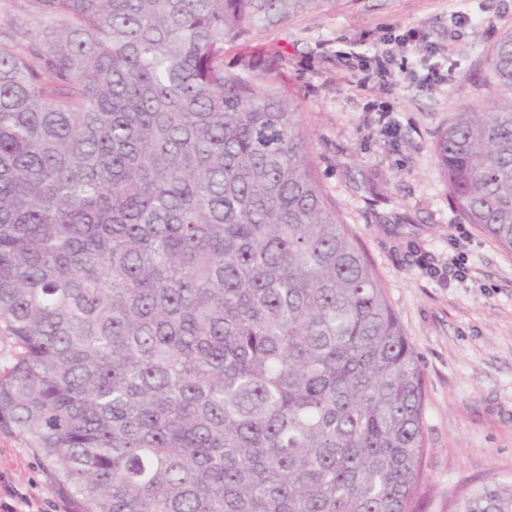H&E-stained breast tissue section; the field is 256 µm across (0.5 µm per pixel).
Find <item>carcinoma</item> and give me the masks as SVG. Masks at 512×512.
<instances>
[{"instance_id":"obj_1","label":"carcinoma","mask_w":512,"mask_h":512,"mask_svg":"<svg viewBox=\"0 0 512 512\" xmlns=\"http://www.w3.org/2000/svg\"><path fill=\"white\" fill-rule=\"evenodd\" d=\"M30 2L0 40V431L77 512H422L413 346L277 61L224 68L329 0ZM490 68L512 99V31ZM434 152L511 254L512 106Z\"/></svg>"}]
</instances>
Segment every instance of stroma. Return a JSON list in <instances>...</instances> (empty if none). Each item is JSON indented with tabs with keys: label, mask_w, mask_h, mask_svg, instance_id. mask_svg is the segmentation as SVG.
<instances>
[{
	"label": "stroma",
	"mask_w": 512,
	"mask_h": 512,
	"mask_svg": "<svg viewBox=\"0 0 512 512\" xmlns=\"http://www.w3.org/2000/svg\"><path fill=\"white\" fill-rule=\"evenodd\" d=\"M509 30L512 0H330L245 46L278 59L323 188L417 356L427 512L512 481V254L456 215L433 150L492 95L488 59ZM0 477L35 512L76 510L16 434L0 432Z\"/></svg>",
	"instance_id": "stroma-1"
}]
</instances>
